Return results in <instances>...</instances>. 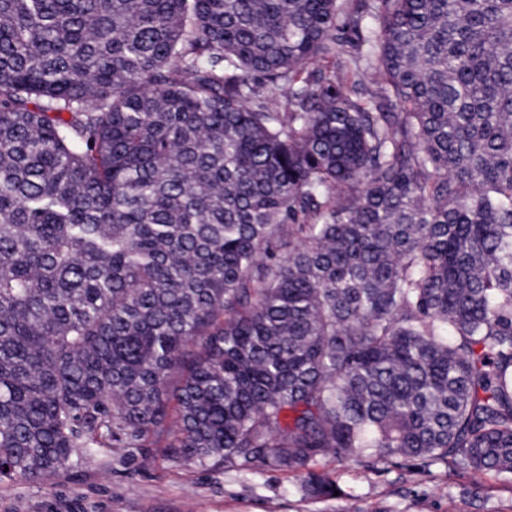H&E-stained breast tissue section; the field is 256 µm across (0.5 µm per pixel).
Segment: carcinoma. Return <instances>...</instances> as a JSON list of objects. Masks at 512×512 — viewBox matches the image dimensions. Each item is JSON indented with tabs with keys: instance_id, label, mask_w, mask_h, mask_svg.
<instances>
[{
	"instance_id": "cac0c4a2",
	"label": "carcinoma",
	"mask_w": 512,
	"mask_h": 512,
	"mask_svg": "<svg viewBox=\"0 0 512 512\" xmlns=\"http://www.w3.org/2000/svg\"><path fill=\"white\" fill-rule=\"evenodd\" d=\"M159 441L512 477V0H0V479Z\"/></svg>"
}]
</instances>
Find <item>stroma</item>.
Listing matches in <instances>:
<instances>
[{"label":"stroma","instance_id":"35a3bbf8","mask_svg":"<svg viewBox=\"0 0 512 512\" xmlns=\"http://www.w3.org/2000/svg\"><path fill=\"white\" fill-rule=\"evenodd\" d=\"M315 469L343 496L311 498L285 470L176 460L160 444L100 448L41 483L0 480V512H512V479L491 474L476 485L452 465L322 459Z\"/></svg>","mask_w":512,"mask_h":512}]
</instances>
